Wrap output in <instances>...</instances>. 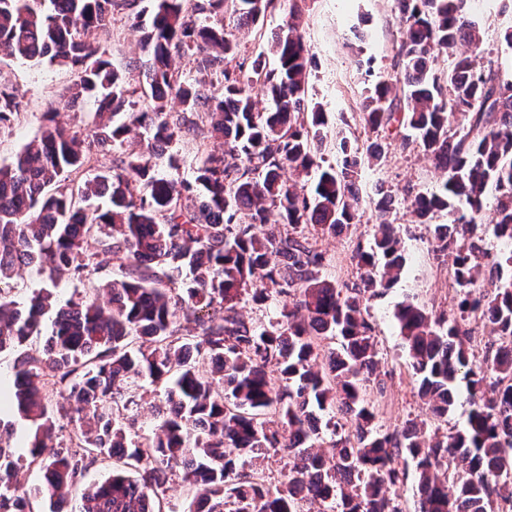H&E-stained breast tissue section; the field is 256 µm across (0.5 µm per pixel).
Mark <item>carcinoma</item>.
I'll use <instances>...</instances> for the list:
<instances>
[{"label":"carcinoma","instance_id":"obj_1","mask_svg":"<svg viewBox=\"0 0 512 512\" xmlns=\"http://www.w3.org/2000/svg\"><path fill=\"white\" fill-rule=\"evenodd\" d=\"M305 2L293 0L268 68L259 58L248 67L239 61L223 20L198 25L194 16L225 11L237 27L254 29L278 0H155L141 43L149 67L134 81L104 59L99 33L115 14L140 18L142 0H0V54L70 69V98L93 94L97 105L86 138L50 111L40 133L0 165V352L15 355L4 401L36 424L29 464L44 472L35 494L53 512L107 458L117 462L112 475L84 489L78 512H166L160 491L177 471L208 512H402L392 489L408 477L394 465L403 454L415 463L418 512H502L512 501V249L493 255L474 236L493 190L494 235L512 241V81L475 52L435 73L438 56L457 43L479 46L467 0H394L403 24L396 77L365 90L363 120L375 131L409 130L403 146L429 153L443 173L439 189L416 194L411 207L435 251L453 253L460 293L451 319L414 300L397 308L412 377L437 426L429 438L414 420L383 431L367 397L381 360L365 303L405 267L392 220L398 196L376 184L373 246L356 248L358 277L337 288L323 275L315 236L354 223L362 168L381 164L384 145L374 141L363 155L349 138L323 134L324 113L306 99L312 58L296 23ZM185 56L200 78L176 66ZM257 89L271 110H256ZM134 96L143 108L117 121ZM173 98L181 111L169 109ZM23 108L16 88L0 83V128ZM455 113L466 125H450ZM199 125L224 140V151L203 154L191 179L160 175L153 157ZM134 127L146 146L84 177ZM331 143L342 155L337 165L322 157ZM289 170L315 174L313 188L289 182ZM107 190L108 207H88ZM440 212L452 221L432 223ZM23 266L51 279L115 267L117 277L104 284L105 304L59 309L45 347L32 352L26 343L53 295L45 288L19 309L9 289ZM486 272L496 279L490 295L475 288ZM281 296L292 307L274 321L241 311L247 297L263 305ZM472 318L499 344L480 360ZM142 377L166 385L165 407L154 410L153 436L134 443L119 408L128 381ZM462 383L471 410L448 435L440 424ZM61 419L73 424L76 446L55 448ZM45 448L53 449L47 457ZM280 448L291 462L274 488L241 463ZM449 461L462 473L453 481ZM22 467L0 434V512H33Z\"/></svg>","mask_w":512,"mask_h":512}]
</instances>
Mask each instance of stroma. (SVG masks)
<instances>
[{"mask_svg":"<svg viewBox=\"0 0 512 512\" xmlns=\"http://www.w3.org/2000/svg\"><path fill=\"white\" fill-rule=\"evenodd\" d=\"M502 3L503 0H480L472 16L479 25L482 62L499 66L502 79L510 81L512 47L506 44L504 32L512 26V8L503 9ZM289 8V0H282L280 8L265 16L257 34L236 29L232 19H225L224 29L230 38L239 42L241 59L250 62L258 54L269 53L271 38L287 20ZM400 28L392 0H310L309 8L300 17L298 31L315 60L308 98L319 104L329 134H354L363 143L369 140L360 113L361 93L363 88L392 77V45L400 35ZM142 35L139 21L113 16L111 34L105 44L107 59L118 68L142 60ZM364 52L374 58L372 69L359 65ZM0 76L11 80L26 102L12 129L0 132V163L9 162L39 133L50 108L58 109V120L63 125L86 133L95 106L89 98L68 102L67 91L74 79L70 70L0 58ZM384 147L381 166L366 170L359 192L363 198H372L376 182L383 180L400 198L393 219L406 257L405 272L400 281L368 303L381 358L380 377L385 382L384 390L370 389L369 396L379 409L378 425L394 428L409 419L426 422L431 419L407 368V354L394 313L410 297L433 310L452 313L456 291L451 285V257L434 254L427 225L421 224L408 203L409 197L416 193L438 189L442 183L441 173L421 149L403 148L398 136L385 137ZM222 149L221 140L191 134L183 136L164 150L160 170L174 178H191L196 159L202 152L218 153ZM372 243L373 216L368 211L361 214L356 224L344 227L340 235L319 240L318 247L332 266L331 278L337 285L354 280V251L359 246L370 248ZM109 277V272L102 271L83 280L68 275L51 280L26 268L13 282L11 296L23 306L33 294L48 286L57 305L78 303L99 296L102 284Z\"/></svg>","mask_w":512,"mask_h":512,"instance_id":"35a3bbf8","label":"stroma"}]
</instances>
